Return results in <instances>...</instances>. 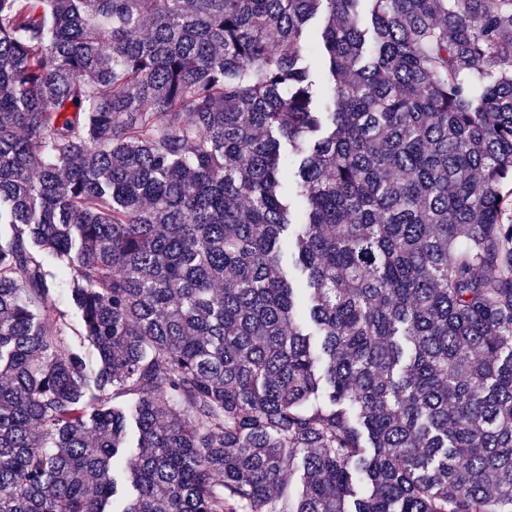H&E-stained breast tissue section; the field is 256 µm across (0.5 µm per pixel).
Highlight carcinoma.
<instances>
[{
	"label": "carcinoma",
	"instance_id": "cac0c4a2",
	"mask_svg": "<svg viewBox=\"0 0 512 512\" xmlns=\"http://www.w3.org/2000/svg\"><path fill=\"white\" fill-rule=\"evenodd\" d=\"M0 224V512H512V0H0ZM46 265L49 270L56 274L57 289L55 292V305L58 310L63 312L65 320L69 324L68 335L73 343L79 344V317L77 311L72 306V288L73 282L70 277L64 275L61 270L56 268V263L51 258L46 259Z\"/></svg>",
	"mask_w": 512,
	"mask_h": 512
}]
</instances>
